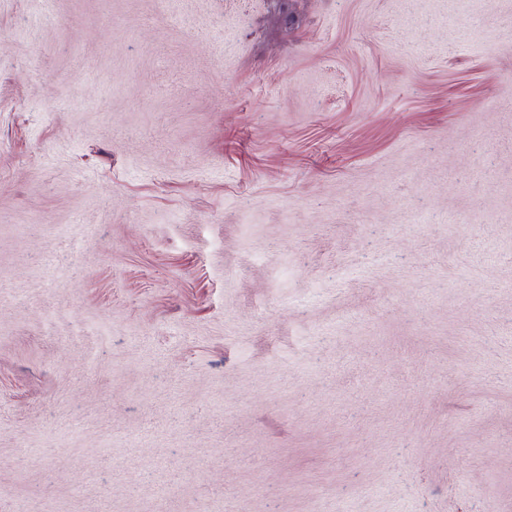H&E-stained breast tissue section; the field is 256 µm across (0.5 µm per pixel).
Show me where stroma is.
Wrapping results in <instances>:
<instances>
[{
	"instance_id": "1",
	"label": "stroma",
	"mask_w": 512,
	"mask_h": 512,
	"mask_svg": "<svg viewBox=\"0 0 512 512\" xmlns=\"http://www.w3.org/2000/svg\"><path fill=\"white\" fill-rule=\"evenodd\" d=\"M0 512H512V0H0Z\"/></svg>"
}]
</instances>
